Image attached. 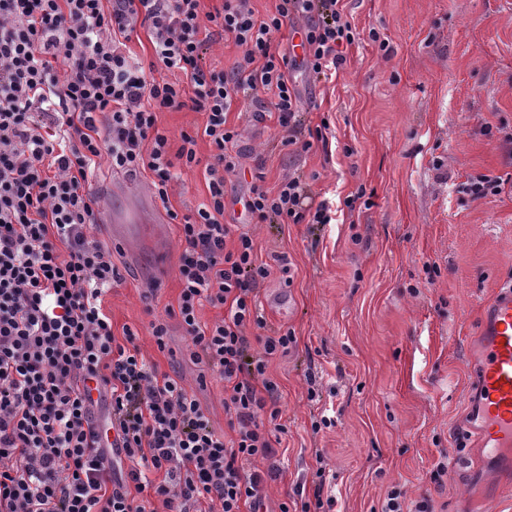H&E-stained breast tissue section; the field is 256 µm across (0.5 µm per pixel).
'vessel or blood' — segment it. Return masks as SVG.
<instances>
[{
	"label": "vessel or blood",
	"mask_w": 512,
	"mask_h": 512,
	"mask_svg": "<svg viewBox=\"0 0 512 512\" xmlns=\"http://www.w3.org/2000/svg\"><path fill=\"white\" fill-rule=\"evenodd\" d=\"M480 401L474 426L487 454H512V285L492 300L478 365Z\"/></svg>",
	"instance_id": "1"
}]
</instances>
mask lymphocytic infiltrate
Listing matches in <instances>:
<instances>
[{
  "label": "lymphocytic infiltrate",
  "mask_w": 512,
  "mask_h": 512,
  "mask_svg": "<svg viewBox=\"0 0 512 512\" xmlns=\"http://www.w3.org/2000/svg\"><path fill=\"white\" fill-rule=\"evenodd\" d=\"M139 28L147 63L125 43ZM286 29L301 54L282 50ZM358 38L343 0H275L263 16L252 0H0V512H263L286 431L268 367L296 339L267 332L258 293L290 266L283 253L260 260L226 219L228 179L245 172V132L227 114L248 113L255 129L276 118L294 155L326 143L324 130H304L289 72L329 79ZM224 39L240 50L227 71L205 62ZM183 109L206 121L173 152L157 115ZM103 163L148 176L179 226L177 305L149 332L166 350L167 320L179 319L191 358L223 384L224 428L137 332L114 334L102 302L121 276L90 233ZM198 167L208 195L179 213L180 172ZM241 203L251 224L332 220L295 170L273 191L253 174ZM207 306L218 311L209 321Z\"/></svg>",
  "instance_id": "lymphocytic-infiltrate-1"
}]
</instances>
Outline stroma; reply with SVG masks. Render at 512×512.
<instances>
[{"label":"stroma","mask_w":512,"mask_h":512,"mask_svg":"<svg viewBox=\"0 0 512 512\" xmlns=\"http://www.w3.org/2000/svg\"><path fill=\"white\" fill-rule=\"evenodd\" d=\"M345 2L362 39L344 69L329 81L292 72L303 126L328 123L327 147L296 157L274 149L272 118L243 142L246 168L264 154L266 187L296 168L337 210L325 226L247 227L259 258L287 253L294 270L292 284L276 272L259 289L268 324L297 338L269 367L288 433L266 506L279 512L296 487L313 489L321 468L336 512H381L397 483L415 498L431 493L437 512H512V467L477 454L459 428L476 405L484 307L512 283V197L477 199L465 187L471 176H512L498 148L512 129V0ZM93 181L92 235L110 241L117 214L133 222L130 246L112 254L123 280L103 301L115 334L137 331L160 371L183 378L223 425L222 385L198 384L178 318L168 320L166 352L149 333L146 305L161 314L177 303V225L145 178L103 164ZM360 191L369 208L343 213ZM313 385L332 420L317 432ZM443 455L439 489L430 472Z\"/></svg>","instance_id":"stroma-1"}]
</instances>
